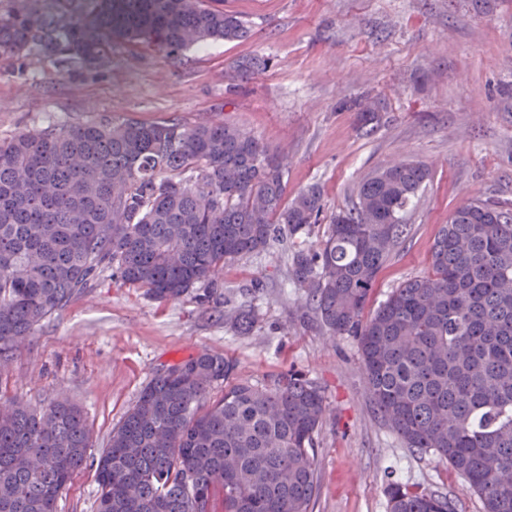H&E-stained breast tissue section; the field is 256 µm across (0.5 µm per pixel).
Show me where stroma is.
Instances as JSON below:
<instances>
[{
    "instance_id": "stroma-1",
    "label": "stroma",
    "mask_w": 512,
    "mask_h": 512,
    "mask_svg": "<svg viewBox=\"0 0 512 512\" xmlns=\"http://www.w3.org/2000/svg\"><path fill=\"white\" fill-rule=\"evenodd\" d=\"M224 9L249 22L247 39L178 57L116 42L99 69L0 58V137L101 120L226 122L285 155L288 193L321 186L314 241L368 174L422 162L432 177L407 216L408 238L378 275L375 305L430 273L433 239L464 199L512 204V0H224ZM254 57L268 68L228 81L229 65ZM363 95L380 103L371 132L337 108ZM299 247L287 240L226 262L214 285L169 302L103 272L0 365V393L32 406L69 399L98 451L143 387L192 356L226 355L248 381L293 370L328 403L310 512H387L390 480L447 495L457 512H482L447 462L406 448L375 413L356 341L328 336L291 281ZM218 302L252 310L251 334L225 323ZM97 496L95 470L83 468L58 512H96Z\"/></svg>"
}]
</instances>
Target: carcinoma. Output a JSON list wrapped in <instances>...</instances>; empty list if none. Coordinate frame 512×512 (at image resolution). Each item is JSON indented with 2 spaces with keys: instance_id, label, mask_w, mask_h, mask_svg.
<instances>
[{
  "instance_id": "1",
  "label": "carcinoma",
  "mask_w": 512,
  "mask_h": 512,
  "mask_svg": "<svg viewBox=\"0 0 512 512\" xmlns=\"http://www.w3.org/2000/svg\"><path fill=\"white\" fill-rule=\"evenodd\" d=\"M88 2L64 22L20 0L0 14V57L91 68L117 40L178 56L250 33L221 0ZM339 109L369 132L380 120L366 98ZM430 178L417 161L375 170L323 238L295 252L291 280L328 335L355 337L369 399L405 446L448 462L483 512H512V209L459 205L432 244V273L365 314ZM322 210L319 185L286 198L279 156L226 123L88 122L0 138V361L106 268L156 300H178L214 284L227 261L308 237ZM224 321L241 334L255 323L244 309ZM326 415L324 394L302 375L241 381L232 358L208 352L156 375L96 458L78 406L1 404L0 512H57L89 463L96 512H193L187 471L207 512H309ZM31 448L44 457L37 471ZM387 498L388 512H455L447 497L399 483Z\"/></svg>"
}]
</instances>
